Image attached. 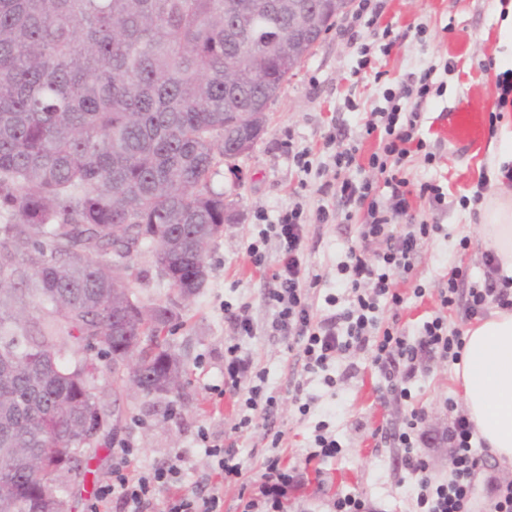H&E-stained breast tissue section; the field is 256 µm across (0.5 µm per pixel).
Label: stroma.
Here are the masks:
<instances>
[{
  "mask_svg": "<svg viewBox=\"0 0 512 512\" xmlns=\"http://www.w3.org/2000/svg\"><path fill=\"white\" fill-rule=\"evenodd\" d=\"M380 26L389 30L395 46L390 55H377L375 67L357 75L356 47L341 31L348 16L336 24L304 58L278 97L266 110L265 130L245 154L221 163L213 180L224 194L228 219L224 231L208 250L207 281L190 301L163 279L154 251L146 247L137 255L125 283L147 306L174 309L173 321L162 329L166 347L181 361L180 387L170 393L144 395L126 389L127 381L112 370L101 349L87 351L99 372L95 385L100 404L110 414L88 459L85 476H66L54 493L68 504L69 512H89L98 488L112 480L114 442L126 439L139 448V467L145 468L184 453L188 470L183 488L192 491L197 481L219 482L212 458L204 452L200 432L223 438L237 415L232 401L218 397L224 385V345L232 334L224 319L225 302L251 304L255 335L243 344L268 374V383L279 399L276 429L284 433L282 452L288 463L304 460L312 432L324 421L341 444L342 451L322 466L323 488L309 487L308 498L292 505L291 512H336L334 501L351 493L377 503L382 512H414L412 479L401 464L403 451L381 441L378 429L405 427L412 409L424 408L426 426L433 439L426 451L428 473L439 478L449 469L448 444L442 436L455 415L464 411L454 362L431 361L423 365L409 389L410 398L389 397L379 402L381 378L371 367L366 352L340 356L329 373L334 386L322 376L309 377L306 392L312 398L307 414H300L293 388L301 374L296 352L288 342L270 336L272 310L263 295L271 288V273L278 264L277 241L263 248L264 264L254 267L247 255L255 233L254 214L264 211L269 219L288 206L301 205L308 224L307 285L316 309H325L327 295L346 300L350 288L337 273L349 247L358 244L361 227L343 216L338 195L320 193L324 184H335L336 169L324 138L338 129L348 141L357 142L360 157L376 148V139L361 138L366 112L383 105L386 88L405 82L410 74L432 66L435 85L421 105L420 136L424 154L409 164L406 176L413 187L440 185L445 199L431 206L428 197H414L415 213H424L442 230L419 250L413 269L394 278L403 303L395 313L399 328L408 338L418 336L426 321L443 316L449 330H466L472 321L464 304L443 308L439 288L449 273L462 268L464 288L483 283V252L478 210L472 197L479 185L488 193L512 194V181L491 177L487 158L497 146L503 123H512V94L496 86L493 47L497 39L499 0H379ZM313 151L309 171H298L291 152ZM336 212L329 224L319 223V207ZM424 288L416 297L415 288ZM383 309V316H390ZM483 464L473 484L475 512L489 508L488 477L512 482V461L498 460L481 441L473 443Z\"/></svg>",
  "mask_w": 512,
  "mask_h": 512,
  "instance_id": "35a3bbf8",
  "label": "stroma"
}]
</instances>
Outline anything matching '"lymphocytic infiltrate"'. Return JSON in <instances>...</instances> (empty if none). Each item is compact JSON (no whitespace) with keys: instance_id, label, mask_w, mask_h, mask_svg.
<instances>
[{"instance_id":"f902f5d3","label":"lymphocytic infiltrate","mask_w":512,"mask_h":512,"mask_svg":"<svg viewBox=\"0 0 512 512\" xmlns=\"http://www.w3.org/2000/svg\"><path fill=\"white\" fill-rule=\"evenodd\" d=\"M432 69L422 70L399 91H385L386 105L373 109L364 123L365 135H380L377 152L370 155V176L355 181L345 172L356 164L357 148L344 143L336 134H329L328 144L334 145L333 162L343 178L336 192L346 209V219H358L361 225L359 245L350 247L345 261L338 266L351 285L352 293L346 307H338L335 297H327L332 306L329 314L318 313L306 288V222L300 205L279 212L275 221L258 214L261 223L258 236L246 248L254 265L264 261L263 247L268 239H276L280 257L272 274L273 286L263 300L274 311L271 331L288 339L296 347L302 361V371L314 374L328 370L337 355L349 351H367L384 380L379 401L388 396H408V388L417 376L424 360L446 361L456 354L463 342L460 334L449 333L443 317L424 324L419 336L407 339L397 323L379 326L377 312L380 301L400 305L402 296L395 291L391 271L410 272L418 249L440 232V225L428 217H420L401 235H394L391 226L397 216L411 209L412 192L404 170L425 144L418 136L421 119L420 105L432 89ZM390 190L388 202L377 196L378 183ZM382 251H375V244ZM484 285L461 293L462 271H452L439 295L442 307L449 308L466 300L469 315L484 314L490 305L512 309V287L497 277L499 263L493 252L483 254ZM250 304H225L224 318L233 334L224 347V391L238 407V421L233 433L248 430L255 418L273 422L278 399L267 387L266 373L241 346L253 338L255 329L249 314ZM426 413L412 411L402 431H384V438L393 440L403 450L402 466L414 475L418 488L416 504L420 512H472V480L479 458L472 446L474 427L468 417L456 416L448 428L450 466L447 476L433 479L426 476L423 447L430 440L423 429ZM273 451L263 462L257 480L243 482V464L236 442L212 440L206 452L224 475L223 484L209 480L199 482L194 491L185 493L179 480L186 465L183 454L145 470L134 469L136 455L128 442L114 449L112 481L101 486L91 512H151L154 503H161L160 512H224V485L239 488L236 512H288L293 500L303 497L310 483L309 464L336 457L341 446L326 424H317L313 444L304 464H285L278 452L281 431L271 433Z\"/></svg>"}]
</instances>
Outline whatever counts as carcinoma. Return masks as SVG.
Listing matches in <instances>:
<instances>
[{
    "label": "carcinoma",
    "mask_w": 512,
    "mask_h": 512,
    "mask_svg": "<svg viewBox=\"0 0 512 512\" xmlns=\"http://www.w3.org/2000/svg\"><path fill=\"white\" fill-rule=\"evenodd\" d=\"M310 2L331 28L335 0ZM287 26L288 0H0V448L85 461L98 366L81 360L77 379L60 337L114 364L148 338L147 396L182 372L157 336L173 311L131 316L112 255L131 265L151 242L178 272L170 286L199 292L224 223L212 186L232 154L224 131L260 132L300 65L281 54ZM53 488L0 458V512H56Z\"/></svg>",
    "instance_id": "carcinoma-1"
}]
</instances>
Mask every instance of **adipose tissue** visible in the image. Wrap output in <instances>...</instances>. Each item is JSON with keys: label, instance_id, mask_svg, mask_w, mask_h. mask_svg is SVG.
Returning <instances> with one entry per match:
<instances>
[{"label": "adipose tissue", "instance_id": "obj_1", "mask_svg": "<svg viewBox=\"0 0 512 512\" xmlns=\"http://www.w3.org/2000/svg\"><path fill=\"white\" fill-rule=\"evenodd\" d=\"M481 234L500 274L512 280V196L491 195L480 205ZM458 367L461 397L478 438L512 460V310L494 309L463 335Z\"/></svg>", "mask_w": 512, "mask_h": 512}]
</instances>
